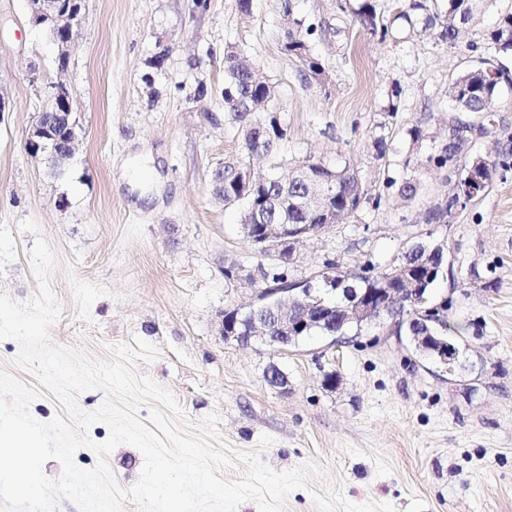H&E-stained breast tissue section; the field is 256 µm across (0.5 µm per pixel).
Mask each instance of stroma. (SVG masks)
<instances>
[{
	"instance_id": "35a3bbf8",
	"label": "stroma",
	"mask_w": 512,
	"mask_h": 512,
	"mask_svg": "<svg viewBox=\"0 0 512 512\" xmlns=\"http://www.w3.org/2000/svg\"><path fill=\"white\" fill-rule=\"evenodd\" d=\"M87 0L67 70L32 27L25 0H0V293L18 301L38 289L27 252L34 236L17 230L35 219L57 265L52 287L63 308L50 329L60 346L139 337L160 349L138 363L169 388L194 420L222 419L225 440L255 449L273 439L263 461L285 471L316 462L314 486L341 482L355 503L392 504L396 512H512V84H501L495 121L485 134L464 132L447 167L429 155L452 139L448 86L464 68L493 58L512 77V53L489 55L496 0L458 39L438 29L409 30L397 15L409 0H375L389 27L369 33L354 12L362 0H292L296 15L318 24L310 46L326 83L305 77L282 50L279 0ZM234 45L270 80L273 107L287 129L277 157L353 165L379 206L365 205L329 234L297 248L289 274L310 276L324 260L355 270L389 266L421 234L446 240L455 283L440 282L459 369L448 374L414 350L392 323L336 343L312 337L280 350L224 340L219 316L246 304L255 284L224 274L259 257L239 211L211 191V172L238 157L242 136L224 119V49ZM161 67H153L157 55ZM72 90L80 144L62 175L50 174L26 147L43 84ZM396 113H389V103ZM419 127L420 139L409 130ZM384 136V157L374 140ZM492 162V182L447 227H430L428 209L453 193L451 176L472 156ZM419 170L413 199L387 187ZM288 377L271 386L269 365ZM335 374V388L324 385Z\"/></svg>"
}]
</instances>
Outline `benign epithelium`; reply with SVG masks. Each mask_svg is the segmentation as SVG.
<instances>
[{
  "label": "benign epithelium",
  "mask_w": 512,
  "mask_h": 512,
  "mask_svg": "<svg viewBox=\"0 0 512 512\" xmlns=\"http://www.w3.org/2000/svg\"><path fill=\"white\" fill-rule=\"evenodd\" d=\"M25 2L31 23L43 28L56 48L57 70L64 71L69 64L73 35L86 20L85 0ZM41 94L45 103L29 129L26 146L31 153L43 155L52 168L61 169L73 159L79 146L73 93L66 83L57 81L42 89ZM57 124L64 126V135L56 133ZM477 167V163L471 166L469 180L459 191V199L450 216L452 220L457 218L468 201L483 190V179L474 172ZM321 168V163L307 160L292 169L288 176V180H299L309 187L296 199V204L306 211H316L328 205L334 193V186L318 177L317 171ZM252 220L253 223L243 225V229L261 257L254 272L249 274V280L253 283L262 281L260 270L266 266L289 265L300 242L319 237L333 228L331 224H264L259 221L256 211L252 213ZM319 273L323 274L322 297L315 296L311 288L297 292L293 288L263 286L258 289L247 309L237 307L221 314V335L226 340L233 339L242 344L257 341L273 347H285L296 335L314 324V310L317 308L337 309L344 319L359 324L377 321L384 316H406L410 319L419 316L417 310L407 307L409 301L419 296L420 289L411 266L406 263L392 266L385 274L382 287L358 295L339 308L336 307V277L326 268L320 269ZM257 309L270 312L271 318L254 316L249 325V335H233L238 317Z\"/></svg>",
  "instance_id": "obj_1"
}]
</instances>
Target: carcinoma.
<instances>
[{
    "label": "carcinoma",
    "instance_id": "obj_1",
    "mask_svg": "<svg viewBox=\"0 0 512 512\" xmlns=\"http://www.w3.org/2000/svg\"><path fill=\"white\" fill-rule=\"evenodd\" d=\"M495 0H448V12L444 16L429 12L427 6L415 0L397 14V18L414 26L418 23L423 28H441V38L453 43L459 29L472 22L481 10ZM284 12L288 13V37L284 49L288 56L296 59L307 75L326 81L324 68L320 59L312 52L309 37L317 27L303 17L291 13V0H283ZM362 28L371 33H388V26L378 23L376 6L372 0H363L355 11ZM489 50L495 53L512 52V10L500 14L498 24L490 33ZM239 51L229 46L224 52V114L226 119L242 132L243 147L237 165L250 161L255 154L270 155L278 142L287 136V129L275 115L272 107L271 87L265 80L254 82L251 73L240 68ZM503 74L489 64L485 67L466 69L459 73L448 86V98L454 109L460 112H472L480 118V123L469 126L484 132L494 116L492 105L495 104L497 91ZM291 165L276 162L272 164L270 180L265 186L255 188L240 180L235 175L236 165H224V207H242V219L245 213L258 206L265 211L267 224H324L327 215L322 212H308L290 204L288 208L276 207L274 200L279 198L281 188L277 178L288 173ZM336 171V194L332 207L336 208V218L349 217L367 203L378 205L380 197H371L363 188L358 172L347 165L334 167ZM408 264L427 271L436 268L423 281L424 292L422 308L429 310V317L424 320L406 323L408 336H433L440 341H447V332L452 329L461 331V327L451 326L443 312L448 310V301L434 303V288L443 273L444 246L439 244H413L402 254ZM326 268H336V273L345 279L343 289L346 293L360 295L378 287V278L383 274L379 266L368 263L360 271L349 273L341 269L334 260L323 263Z\"/></svg>",
    "mask_w": 512,
    "mask_h": 512
}]
</instances>
